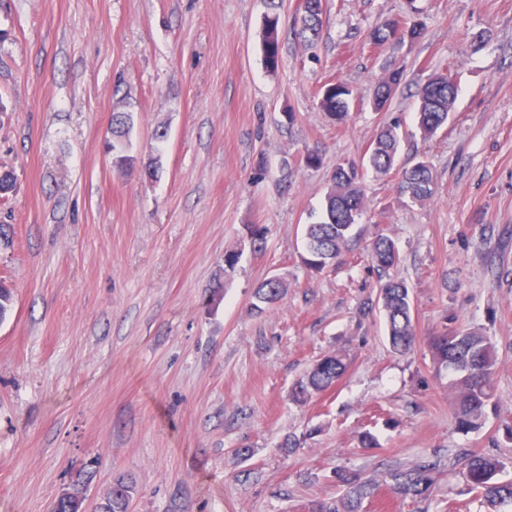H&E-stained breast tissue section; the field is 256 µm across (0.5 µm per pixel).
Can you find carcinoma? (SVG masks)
<instances>
[{
  "label": "carcinoma",
  "instance_id": "cac0c4a2",
  "mask_svg": "<svg viewBox=\"0 0 512 512\" xmlns=\"http://www.w3.org/2000/svg\"><path fill=\"white\" fill-rule=\"evenodd\" d=\"M303 16L297 34L303 40H314L321 28V0H303ZM279 16L268 15L264 21L262 52L269 69L278 67L280 41ZM419 23L404 17L386 22L368 35V44L379 48L398 37L414 42L421 37ZM404 71L392 69L378 81L373 97V108L381 112L392 92L401 84ZM458 87L452 78L437 74L427 80L417 92V124L420 136L434 137L448 126L455 110ZM353 90L342 82L327 83L322 87L321 107L334 120L341 122L349 114ZM401 146L397 127L381 131L370 144L367 168L375 174L387 175L396 163ZM364 168L354 164H339L331 175V187L325 196L318 221L306 225L307 257L304 262L314 270L335 264L348 249L351 232L364 208L362 180ZM433 175L424 161H418L402 170L399 191L414 203H422L432 196ZM373 266L377 269L375 297L369 298L361 308L370 314L377 310L383 314L387 338L397 354L408 353L416 343L410 289L402 280L393 278L390 270L400 262L399 251L393 239L381 236L369 248ZM288 285L280 277L266 279L256 289L255 309L278 303L287 293ZM432 362L437 371L448 373V390L452 393L454 420L462 432L477 431L485 424L486 408L493 397V379L497 365V347L494 340L478 329L445 330L430 338ZM348 369L346 358L332 353L315 361L293 384L290 399L306 404L331 389ZM466 480L486 512H503L512 506V480L501 481L498 474L505 462L495 457L467 455L463 457ZM434 467L419 464L406 470L388 473L393 492L404 499H425L434 484ZM339 491L329 499L313 500L308 512H362L365 500L375 491L372 482L357 472L341 471L336 474ZM122 491L100 503V512H128L136 494L134 485L120 481Z\"/></svg>",
  "mask_w": 512,
  "mask_h": 512
}]
</instances>
